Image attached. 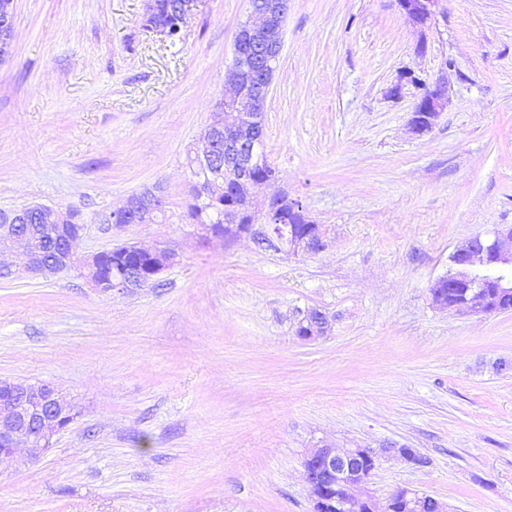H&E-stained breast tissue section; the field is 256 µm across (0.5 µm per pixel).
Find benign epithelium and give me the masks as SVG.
I'll list each match as a JSON object with an SVG mask.
<instances>
[{
  "mask_svg": "<svg viewBox=\"0 0 512 512\" xmlns=\"http://www.w3.org/2000/svg\"><path fill=\"white\" fill-rule=\"evenodd\" d=\"M438 0H399L401 9L414 25L426 29L434 20ZM14 0H0V64L6 63L13 50ZM175 14L179 27L198 13L204 0H165ZM288 11V0H260L251 6L257 21L242 23L234 38V59L231 64L232 93L224 97L220 111L212 113L211 121L200 138L195 163L212 170L215 180H224L240 208L248 211L253 220L261 223L256 230L252 224H239L232 213L224 214V237L243 233L253 235L259 243L275 242L293 254H316L325 246V235L319 224H306L304 229H291L288 235L268 233L276 223V206H286L296 214L302 212L300 203L285 192L275 193L263 208H258L250 195V187L260 184L253 176L254 169L265 158L263 152L265 113L262 112L273 82L282 51V18ZM401 78L421 90L416 104L426 107L413 112L409 129L423 135L434 127L448 103V85L443 77L431 83H419L412 74ZM164 201L152 190L127 198L115 214L126 218L128 224H146L162 212ZM36 211L54 220L51 236L56 244L54 255L46 256L29 232V212ZM84 225L74 224L59 207L43 203L12 209L0 215V254L22 255L26 263L23 272L48 277L88 261L75 252ZM120 251L148 259L144 268L136 267L112 281L111 285L88 279L104 294L112 290H133L155 283L160 274L171 267L178 253L168 246H123ZM448 275L436 280L431 288L432 303L442 310H457L471 314L512 310V227L496 230L490 236L476 235L450 255ZM329 320L320 309L311 310L301 321V336L314 338L324 335ZM77 415L75 406L63 393L47 384H31L0 377V460L21 457L25 461L40 458L52 447L59 431ZM369 459L375 463L379 454L371 448H349L342 452L324 445L312 449L305 460L306 482L313 507L322 506L323 495L334 490L339 512H358L365 502L368 512L375 506L366 492L370 473L361 468ZM391 498L410 503L415 512H447V506L430 495L408 488H399Z\"/></svg>",
  "mask_w": 512,
  "mask_h": 512,
  "instance_id": "7a95c632",
  "label": "benign epithelium"
}]
</instances>
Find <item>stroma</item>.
<instances>
[{"mask_svg":"<svg viewBox=\"0 0 512 512\" xmlns=\"http://www.w3.org/2000/svg\"><path fill=\"white\" fill-rule=\"evenodd\" d=\"M144 0H15L0 65V208L78 213L90 256L173 245L153 285L83 271L0 280V377L79 414L39 459L0 462V512H312L309 449L386 448L377 505L405 487L448 512H512V311L436 308L429 288L477 234L512 225V0H438L419 32L396 0H289L265 104L273 185L326 231L287 255L203 240L192 159L224 97L250 0H206L176 41ZM448 79L413 135V86ZM157 187L153 224L110 213ZM327 334L304 340L306 313ZM409 448L417 466L392 456ZM413 76L411 73L404 72L400 79H406L408 83L422 91L414 108L417 111V107L422 104V108L426 107L427 109L424 112H411L409 129L413 134L423 135L432 130L447 106L448 82L444 77H439L431 83L421 84ZM301 335L304 338H314L324 335L329 329V320L325 312L319 309L311 310L301 321Z\"/></svg>","mask_w":512,"mask_h":512,"instance_id":"35a3bbf8","label":"stroma"}]
</instances>
